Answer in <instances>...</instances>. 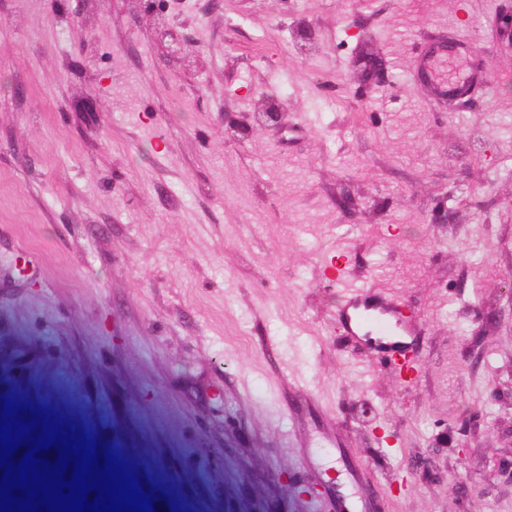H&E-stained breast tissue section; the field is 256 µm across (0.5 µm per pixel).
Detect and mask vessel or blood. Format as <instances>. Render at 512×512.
Returning a JSON list of instances; mask_svg holds the SVG:
<instances>
[{
  "mask_svg": "<svg viewBox=\"0 0 512 512\" xmlns=\"http://www.w3.org/2000/svg\"><path fill=\"white\" fill-rule=\"evenodd\" d=\"M452 46L433 44L425 51L426 62L419 74L426 81L438 84L443 94L454 97L472 88V78L442 79L437 67L455 57ZM342 288L343 301L337 312L344 335L368 338L371 347L393 365L404 378H412L416 359L410 343L415 332V318L405 304L391 294L368 285L348 282L345 264L331 271Z\"/></svg>",
  "mask_w": 512,
  "mask_h": 512,
  "instance_id": "1",
  "label": "vessel or blood"
}]
</instances>
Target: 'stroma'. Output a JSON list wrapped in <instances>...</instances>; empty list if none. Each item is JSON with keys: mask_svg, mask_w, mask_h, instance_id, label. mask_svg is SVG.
<instances>
[{"mask_svg": "<svg viewBox=\"0 0 512 512\" xmlns=\"http://www.w3.org/2000/svg\"><path fill=\"white\" fill-rule=\"evenodd\" d=\"M156 2L0 0V392L212 512H512V0ZM432 38L490 89L412 82ZM329 273L343 287V301L337 312L343 334L368 337L370 346L410 380L416 359L408 339L414 335L415 318L405 304L366 283L357 286L348 282L343 263L336 264Z\"/></svg>", "mask_w": 512, "mask_h": 512, "instance_id": "obj_1", "label": "stroma"}]
</instances>
